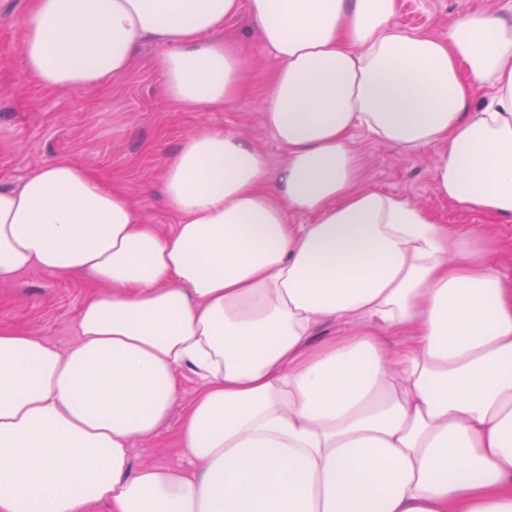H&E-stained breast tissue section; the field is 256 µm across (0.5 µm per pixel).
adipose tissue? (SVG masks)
<instances>
[{
	"mask_svg": "<svg viewBox=\"0 0 512 512\" xmlns=\"http://www.w3.org/2000/svg\"><path fill=\"white\" fill-rule=\"evenodd\" d=\"M398 10L30 0L20 61L44 89L108 87L153 41L164 100L192 112L236 100L247 62L216 35L248 15L279 62L261 118L285 160L191 135L162 232L66 158L0 188V282L98 286L66 350L0 326V512H512V284L480 232L360 184L353 144L436 146L440 195L512 220V18L465 12L439 38ZM332 322L353 334L314 344ZM186 372L180 460L133 465Z\"/></svg>",
	"mask_w": 512,
	"mask_h": 512,
	"instance_id": "obj_1",
	"label": "adipose tissue"
}]
</instances>
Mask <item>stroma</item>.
<instances>
[{"instance_id":"35a3bbf8","label":"stroma","mask_w":512,"mask_h":512,"mask_svg":"<svg viewBox=\"0 0 512 512\" xmlns=\"http://www.w3.org/2000/svg\"><path fill=\"white\" fill-rule=\"evenodd\" d=\"M28 0H0V187L15 185L35 168L60 158L86 167L118 185L132 200L143 223L168 228L173 214L162 202L166 165L184 140L203 129L248 137L263 149L271 167L284 150L264 128L259 103L276 67L246 18L226 21L219 37L243 46L250 76L241 95L224 108L186 112L165 102L154 66L157 44L143 47L136 66L104 90L61 93L44 90L20 64L19 47ZM487 11L512 18V0H401L396 21L420 34L447 37L454 18ZM354 143L362 156V177L386 192L425 208L450 231L483 230L498 251L500 269L512 282V223L494 224L441 197L431 159L434 148L407 155L358 130ZM94 289L85 276H60L32 269L0 283V326H19L59 349L76 340L77 315ZM193 376L180 380V393L168 422L151 439L136 442L132 463L177 460L185 411L198 395Z\"/></svg>"}]
</instances>
